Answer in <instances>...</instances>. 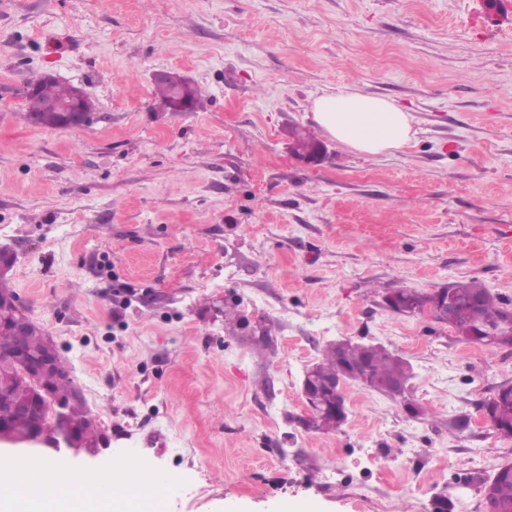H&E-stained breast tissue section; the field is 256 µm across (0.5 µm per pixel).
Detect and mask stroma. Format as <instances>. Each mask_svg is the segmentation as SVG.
Here are the masks:
<instances>
[{
  "mask_svg": "<svg viewBox=\"0 0 512 512\" xmlns=\"http://www.w3.org/2000/svg\"><path fill=\"white\" fill-rule=\"evenodd\" d=\"M476 0H0V246L10 287L162 512H487L512 463L482 419L512 348L384 303L478 279L512 304V31ZM199 85L167 110L153 72ZM94 104L79 128L24 117L45 75ZM356 90L413 117L366 156L311 103ZM325 146L291 152V127ZM270 337L258 352L255 339ZM338 339L410 362L402 403L345 385L336 431L301 423V380ZM348 462L354 480L330 474Z\"/></svg>",
  "mask_w": 512,
  "mask_h": 512,
  "instance_id": "stroma-1",
  "label": "stroma"
}]
</instances>
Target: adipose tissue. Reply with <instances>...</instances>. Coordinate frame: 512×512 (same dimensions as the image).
<instances>
[{
    "mask_svg": "<svg viewBox=\"0 0 512 512\" xmlns=\"http://www.w3.org/2000/svg\"><path fill=\"white\" fill-rule=\"evenodd\" d=\"M315 122L336 141L366 155L403 149L413 137L412 117L392 101L356 91L324 94L312 102ZM128 461L112 469V492L97 496L101 480L65 458L38 466L12 462L0 477V512H159L162 493L143 485L129 496Z\"/></svg>",
    "mask_w": 512,
    "mask_h": 512,
    "instance_id": "adipose-tissue-1",
    "label": "adipose tissue"
}]
</instances>
